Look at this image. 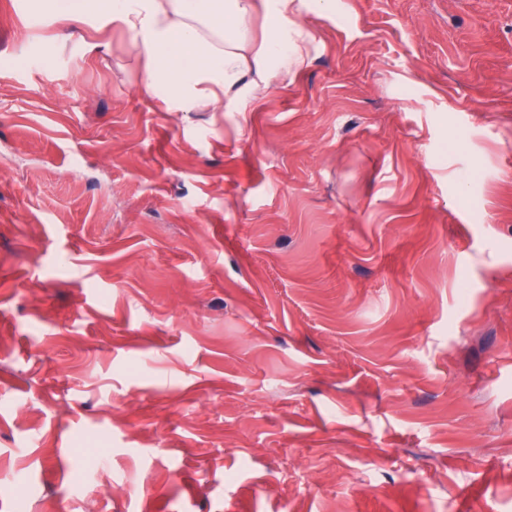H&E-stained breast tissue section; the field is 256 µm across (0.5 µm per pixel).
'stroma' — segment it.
<instances>
[{
    "instance_id": "obj_1",
    "label": "stroma",
    "mask_w": 512,
    "mask_h": 512,
    "mask_svg": "<svg viewBox=\"0 0 512 512\" xmlns=\"http://www.w3.org/2000/svg\"><path fill=\"white\" fill-rule=\"evenodd\" d=\"M0 0V512H512V0H336L250 112Z\"/></svg>"
}]
</instances>
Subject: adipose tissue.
<instances>
[{
    "mask_svg": "<svg viewBox=\"0 0 512 512\" xmlns=\"http://www.w3.org/2000/svg\"><path fill=\"white\" fill-rule=\"evenodd\" d=\"M335 9V0H113L111 18L132 36L143 84L166 81L177 111L250 112L305 68L316 40L305 17Z\"/></svg>",
    "mask_w": 512,
    "mask_h": 512,
    "instance_id": "1",
    "label": "adipose tissue"
}]
</instances>
